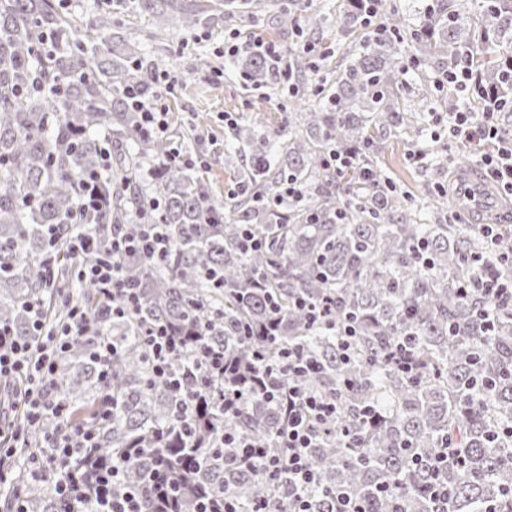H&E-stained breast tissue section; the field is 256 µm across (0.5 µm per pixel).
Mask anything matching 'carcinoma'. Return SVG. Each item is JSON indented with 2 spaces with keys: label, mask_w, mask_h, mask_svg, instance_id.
Here are the masks:
<instances>
[{
  "label": "carcinoma",
  "mask_w": 512,
  "mask_h": 512,
  "mask_svg": "<svg viewBox=\"0 0 512 512\" xmlns=\"http://www.w3.org/2000/svg\"><path fill=\"white\" fill-rule=\"evenodd\" d=\"M118 2L150 17L157 41L170 26L207 25L219 10L232 18L268 9V0ZM339 24L367 29L361 49L320 111L288 132L282 152L268 154L282 138L279 128L231 129L232 142L251 148L240 177L254 191L226 204L185 164L160 167L144 187L145 163L164 158L167 146L137 134L125 91L137 86L151 97L163 55H148L126 37L113 12L83 33L56 0H0V321L27 336L33 303L52 323L65 315L62 296L95 307L94 287L72 273L45 286V230L58 224L65 238L89 233L106 243L112 225L133 222L157 201L153 215L169 229L170 252L160 267L122 260L123 276L140 289L139 315L104 325L118 348V408L102 427L101 464L129 460L128 484L142 481L148 468L165 470L183 486L178 512H198L194 493L201 489L224 493L244 512L260 500L270 512L293 510L286 480L274 484L258 467H238L223 444L230 430L276 445L279 407L255 394L225 415L224 389L250 388L234 375L212 381L191 401L192 382L178 393L153 380L141 328L163 322L180 336L203 334L242 373L258 366L256 350L275 363L298 348L316 362V371L290 379L339 406L330 432L311 449L320 478L313 512H335L334 490L362 499L366 512H512V310L486 314L479 290L486 275L512 277V266L473 225L418 220L374 160L380 144L417 122L395 97L408 68L403 36L424 69L440 74L471 56L482 84L507 94L502 72L512 56V0H433L414 25L393 10L371 31L357 0H346ZM243 67L255 84L279 76L278 64L259 56H246ZM312 68L303 54L288 60L299 79ZM332 151L355 152V166L332 169ZM274 162L278 177L269 181ZM91 176L109 197L100 212L82 207ZM288 178L298 189L292 196L282 193ZM344 182L358 192L345 197ZM245 226L262 239L260 250H241ZM465 285L474 288L467 296L460 292ZM299 297L331 298V315L311 323L294 305ZM349 317L358 330L345 359L340 326ZM399 344L414 352L417 374L389 360ZM192 350L191 341L171 360L175 376L193 369ZM59 387L73 417L91 420L96 372L84 345L64 359ZM436 477L448 486L444 504L430 499ZM26 500L29 512L52 509L46 488Z\"/></svg>",
  "instance_id": "carcinoma-1"
}]
</instances>
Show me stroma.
Segmentation results:
<instances>
[{"mask_svg": "<svg viewBox=\"0 0 512 512\" xmlns=\"http://www.w3.org/2000/svg\"><path fill=\"white\" fill-rule=\"evenodd\" d=\"M344 7L345 0H296L288 9L282 0H269L268 11L260 18L243 15L192 31H168L162 46L169 58L167 69L176 81L167 97L166 140L192 164L201 165L215 199L226 200L228 191L238 184L233 169L224 165L229 133L225 116L239 123L259 118L284 126L300 104L318 109L322 96L333 88L337 71L360 44L359 32L342 33L337 24ZM315 10L326 18L316 32L304 27L306 14ZM234 31L279 43L289 52L296 51L303 39L317 43L320 55L315 71L305 80V99L291 97L282 85H256L245 80L236 60L224 53V39ZM424 76L421 70L409 73L398 96L403 104L420 105L427 115L425 124L406 139L386 144L380 161L385 175L405 192L408 204H428L439 193L452 214L456 211L458 169L472 157L448 138L453 102L434 96L422 98Z\"/></svg>", "mask_w": 512, "mask_h": 512, "instance_id": "35a3bbf8", "label": "stroma"}]
</instances>
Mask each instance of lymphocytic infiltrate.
Listing matches in <instances>:
<instances>
[{"label":"lymphocytic infiltrate","instance_id":"f902f5d3","mask_svg":"<svg viewBox=\"0 0 512 512\" xmlns=\"http://www.w3.org/2000/svg\"><path fill=\"white\" fill-rule=\"evenodd\" d=\"M471 65L470 59L461 60L445 73L444 79L462 94L483 99L485 112L479 120L463 107L449 113L448 134L463 145L484 144L479 161L487 181L512 196V131H503L497 121L499 111L512 108V99L474 82ZM173 83L171 74L162 72L154 77L150 101L131 94V106L140 114L144 135L166 132L163 94L172 89ZM48 243L50 248L67 250L78 278L94 286L97 306L92 310L71 307L67 321L55 328L47 325L40 307H33L26 336L16 335L11 326L0 323V390L6 391L9 405L17 414L12 421L0 420V488L8 489L12 512H26L23 496L27 485L47 481L54 485L61 512H145L144 499L148 496L157 512H175L179 490L163 471L153 470L143 484L125 487L119 466L85 467L99 453L100 425L111 421L116 408L110 385L117 348L104 335L102 326L110 319L134 316L138 308V292L122 276L119 260L134 257L148 264L164 262L171 246L167 230L145 213L139 216L135 228L115 225L105 244L90 236L65 239L55 228L48 231ZM88 253L95 254V261L82 263V256ZM142 339L154 379L181 389L182 382L171 376L169 364L183 347L182 337L169 326L152 325L146 327ZM77 343L88 344L89 357L97 367L98 413L91 423L73 420L71 408L57 386L62 360ZM270 396L284 413L276 448L245 443L231 433L225 434L224 445L235 449L240 466L257 465L269 477H287L294 494V512H311L310 497L319 478L310 450L320 431L335 419L337 404L296 386L274 388ZM49 419L57 420V430L44 437L40 454L27 467L15 471L12 459L18 449L27 447L31 433Z\"/></svg>","mask_w":512,"mask_h":512}]
</instances>
